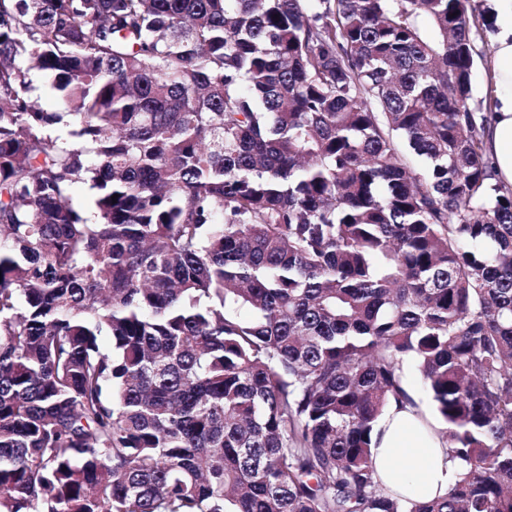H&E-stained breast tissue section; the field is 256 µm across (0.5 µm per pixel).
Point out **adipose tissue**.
<instances>
[{
    "label": "adipose tissue",
    "mask_w": 512,
    "mask_h": 512,
    "mask_svg": "<svg viewBox=\"0 0 512 512\" xmlns=\"http://www.w3.org/2000/svg\"><path fill=\"white\" fill-rule=\"evenodd\" d=\"M499 28L492 86L496 106L487 128L497 175L512 185V0H490ZM439 426L426 405H391L378 423L377 479L394 494L414 498L445 495L456 462L443 447Z\"/></svg>",
    "instance_id": "adipose-tissue-1"
}]
</instances>
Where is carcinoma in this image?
<instances>
[{"mask_svg":"<svg viewBox=\"0 0 512 512\" xmlns=\"http://www.w3.org/2000/svg\"><path fill=\"white\" fill-rule=\"evenodd\" d=\"M473 11L0 0V512H512ZM410 366L459 461L431 500L373 469ZM29 78L30 94L37 97L49 112H58L60 109L58 99L44 75L37 70H31Z\"/></svg>","mask_w":512,"mask_h":512,"instance_id":"carcinoma-1","label":"carcinoma"}]
</instances>
